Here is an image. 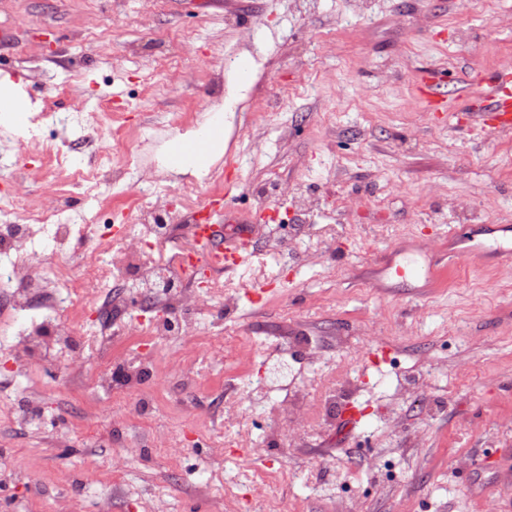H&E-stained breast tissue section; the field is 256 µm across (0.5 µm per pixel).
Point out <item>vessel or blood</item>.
<instances>
[{"label": "vessel or blood", "instance_id": "1", "mask_svg": "<svg viewBox=\"0 0 512 512\" xmlns=\"http://www.w3.org/2000/svg\"><path fill=\"white\" fill-rule=\"evenodd\" d=\"M484 90L473 110L479 117L490 116L496 132L512 130V78L493 73L483 80ZM203 213L197 216L193 234L198 243L194 257L198 267L224 274L241 272L250 260V243L258 225L250 219L235 224H215L214 201H205ZM482 251L493 263L512 262V224H472L451 228L447 247L424 251L416 237H406L392 250L382 253L371 267L376 287H387L392 278L413 280L417 293H427L435 286L442 269L453 266Z\"/></svg>", "mask_w": 512, "mask_h": 512}]
</instances>
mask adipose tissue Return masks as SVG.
<instances>
[{"instance_id": "1", "label": "adipose tissue", "mask_w": 512, "mask_h": 512, "mask_svg": "<svg viewBox=\"0 0 512 512\" xmlns=\"http://www.w3.org/2000/svg\"><path fill=\"white\" fill-rule=\"evenodd\" d=\"M34 107L24 101L21 85L10 75L0 76V124H27ZM224 152V113L215 111L188 136H177L169 144L164 158L168 169L202 177L207 174L213 159Z\"/></svg>"}]
</instances>
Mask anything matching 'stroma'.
<instances>
[{
  "label": "stroma",
  "instance_id": "1",
  "mask_svg": "<svg viewBox=\"0 0 512 512\" xmlns=\"http://www.w3.org/2000/svg\"><path fill=\"white\" fill-rule=\"evenodd\" d=\"M97 18L95 41L79 38ZM441 73L448 98L478 91V73L512 74V0H0V72L22 80L39 107L34 134L0 126L25 173L0 177L22 208L40 206L68 173L42 151L69 153L87 137L111 143V129L137 130L112 151L159 168L167 140L196 126L225 100L224 158L199 180L167 174L170 199L193 188L235 212L269 215L245 270L208 281L235 299L233 314L202 317L215 342L193 377L203 405L182 411L179 349L151 344L150 424L131 408L136 394L95 389L105 364L76 381L32 359L0 350V380L35 382L45 422L26 430L0 422V470L26 469L25 482L0 483L13 512H49L55 497L80 491L83 512L111 492L113 512H512V264L472 255L446 269L431 293L378 291L365 278L380 253L416 235L439 247L462 220L449 199L479 224H512V132L493 137L465 109L428 112L416 86ZM86 108L66 125L50 114ZM234 165H227V158ZM131 178L98 201V224L131 225L138 199ZM317 199L304 220L296 195ZM300 233L302 252L272 241ZM266 301L250 302L260 287ZM299 336L323 342L319 360L293 350ZM378 350L379 361L367 360ZM284 363L305 388L308 418L299 433L278 428L243 392L224 394L238 409L224 422L208 405L224 377L243 370L251 386L280 395L274 366ZM359 379L337 408L324 403L345 373ZM411 390L396 401L400 383ZM359 407V426L342 434L341 407ZM70 445L55 446L57 428ZM173 436L151 447L149 429ZM133 442L145 446L129 457ZM224 460L215 462L214 445ZM267 467L278 475L251 482ZM210 479L216 498L199 494Z\"/></svg>",
  "mask_w": 512,
  "mask_h": 512
}]
</instances>
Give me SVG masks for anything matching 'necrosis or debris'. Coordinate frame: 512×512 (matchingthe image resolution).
Masks as SVG:
<instances>
[{"label":"necrosis or debris","instance_id":"4bbe7bcc","mask_svg":"<svg viewBox=\"0 0 512 512\" xmlns=\"http://www.w3.org/2000/svg\"><path fill=\"white\" fill-rule=\"evenodd\" d=\"M56 161L69 167L70 187L85 189L91 198L111 187L115 178L108 148L95 149L86 165L72 164L64 154ZM135 186L145 204L137 224L124 233L121 248H113L111 237L93 236L72 254L67 251L72 232L95 223L93 210L73 209L67 189L55 190L48 204L28 211L22 210L14 194L0 193V289L15 320L13 331L0 337V346L13 360L24 363L37 355L79 378L87 370L91 343H98L99 354L108 360L113 340H163L191 345L192 357L177 359L175 366L182 376L192 375L193 356L201 351V315L217 305L231 311L234 301L229 297L214 301L198 286L200 271L183 266L181 260L166 265L146 259L147 243L169 234L172 216L165 187L155 174H138ZM124 275L142 288L145 307L166 308V316L136 324L112 323V309L124 291L120 282ZM81 292L103 317L97 330L87 329L68 313ZM40 408V394L29 386L0 395V418L15 427H30L34 411Z\"/></svg>","mask_w":512,"mask_h":512}]
</instances>
